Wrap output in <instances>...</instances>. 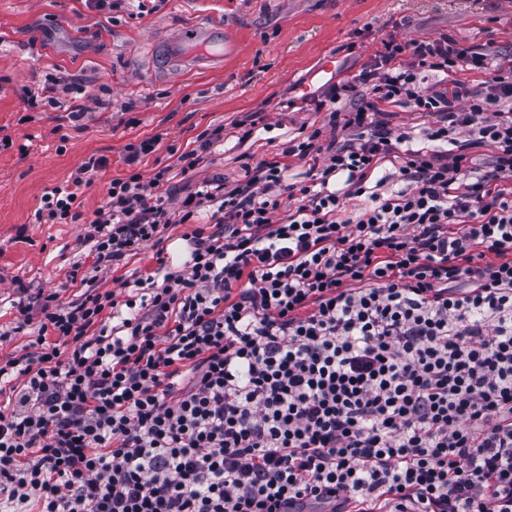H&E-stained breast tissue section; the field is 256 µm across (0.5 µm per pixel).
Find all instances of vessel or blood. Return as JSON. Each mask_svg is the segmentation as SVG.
Masks as SVG:
<instances>
[{"mask_svg": "<svg viewBox=\"0 0 512 512\" xmlns=\"http://www.w3.org/2000/svg\"><path fill=\"white\" fill-rule=\"evenodd\" d=\"M226 48L223 31L195 23L183 27L177 36L165 43L162 59L166 65L177 67L202 61H219L223 59Z\"/></svg>", "mask_w": 512, "mask_h": 512, "instance_id": "b4317fda", "label": "vessel or blood"}]
</instances>
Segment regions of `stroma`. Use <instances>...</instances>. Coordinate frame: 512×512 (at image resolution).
Masks as SVG:
<instances>
[{
  "instance_id": "stroma-1",
  "label": "stroma",
  "mask_w": 512,
  "mask_h": 512,
  "mask_svg": "<svg viewBox=\"0 0 512 512\" xmlns=\"http://www.w3.org/2000/svg\"><path fill=\"white\" fill-rule=\"evenodd\" d=\"M195 22L227 27L234 51L208 70L160 69L152 47ZM441 33L510 55L512 0H160L145 13L135 0L105 10L90 0H0V333L9 334L0 357L29 342L10 333L18 286L58 292L64 304L84 291L66 276L77 262L92 270L86 221L38 224L34 213L88 158L108 164L82 195L86 220L110 181L128 175L127 144L154 136L156 152L138 166L146 179L223 126V141L174 185L217 174L234 185L245 159L272 158L300 130L322 127L310 98L357 76L383 39ZM260 110L267 129L239 140L234 123Z\"/></svg>"
}]
</instances>
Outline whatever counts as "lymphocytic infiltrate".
Masks as SVG:
<instances>
[{"mask_svg":"<svg viewBox=\"0 0 512 512\" xmlns=\"http://www.w3.org/2000/svg\"><path fill=\"white\" fill-rule=\"evenodd\" d=\"M465 70L493 76L423 84ZM310 104L333 138L284 150L318 163L310 185L264 159L173 211V173L223 127L147 180L157 138L128 144L86 239L94 269L147 244L156 266L16 302L32 340L0 363V512H512V55L392 37ZM394 107L430 117L423 142ZM105 166L47 189L36 223L83 221ZM175 219L196 224L181 273L158 250Z\"/></svg>","mask_w":512,"mask_h":512,"instance_id":"obj_1","label":"lymphocytic infiltrate"}]
</instances>
